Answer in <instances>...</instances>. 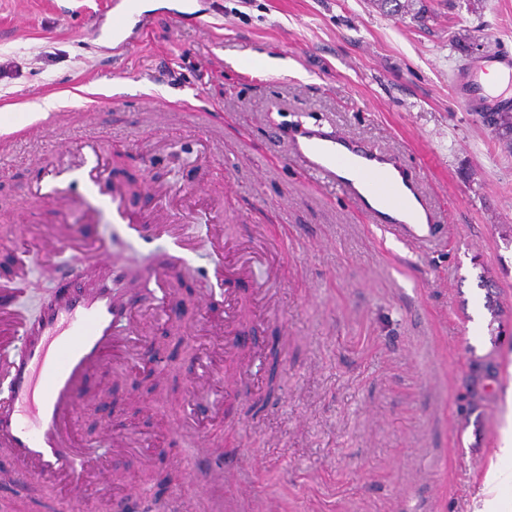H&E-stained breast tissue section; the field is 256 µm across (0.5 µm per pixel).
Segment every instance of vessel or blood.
I'll return each mask as SVG.
<instances>
[{"instance_id": "vessel-or-blood-1", "label": "vessel or blood", "mask_w": 512, "mask_h": 512, "mask_svg": "<svg viewBox=\"0 0 512 512\" xmlns=\"http://www.w3.org/2000/svg\"><path fill=\"white\" fill-rule=\"evenodd\" d=\"M499 71L507 85L491 94L479 81L487 69ZM466 109L512 112V52L499 50L471 63L458 90ZM286 157L303 163L323 182L336 186L370 217L372 224L417 251L436 247L441 230L434 211L416 178L393 155L364 146L321 124L296 123L282 142ZM112 221L123 225L129 238L145 233L144 220L125 204L120 185L112 187ZM35 255L17 259L12 278L0 281V448L8 452L19 475L34 474L52 484L60 498L80 496L89 485L110 476L107 455L86 448L74 431L83 397V384L92 375L108 373L113 360L136 359L146 339L138 332L150 312L162 311L168 297L171 266H184V244L174 239L163 266L147 268L140 293L121 295L111 283L88 287L79 262L108 261L112 251L101 243L77 239L62 242L56 228L39 230ZM68 245L74 263L64 270L63 291L44 299L37 318H29L16 299L33 265L52 266L60 245ZM248 262L227 264L216 259L204 278L224 321L212 328L223 335V348L211 354V370L200 375L197 388H207L221 375L228 390L245 383L244 375L226 376L224 367L234 356L233 332L244 312L231 281L248 275ZM222 472L238 483V470L200 447L187 462L189 481Z\"/></svg>"}]
</instances>
